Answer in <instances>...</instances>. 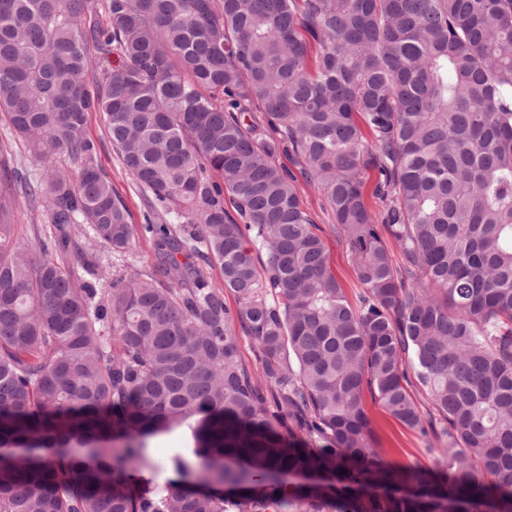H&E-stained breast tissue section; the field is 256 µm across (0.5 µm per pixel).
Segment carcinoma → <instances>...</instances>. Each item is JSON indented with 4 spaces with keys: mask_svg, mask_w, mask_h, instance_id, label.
<instances>
[{
    "mask_svg": "<svg viewBox=\"0 0 512 512\" xmlns=\"http://www.w3.org/2000/svg\"><path fill=\"white\" fill-rule=\"evenodd\" d=\"M90 2L0 0V114L80 164L0 163V512H512V0H107L104 26ZM301 180L349 243L352 299ZM19 193L53 225L38 260ZM75 234L148 236L155 261L110 280ZM366 390L439 444L437 471L372 448ZM165 434L187 445L144 485ZM84 135L97 147L95 164L112 182L115 193L121 197L128 210L130 224H143L145 211L144 196L137 188L129 171L117 158L112 144L105 132L104 121L100 112L87 114ZM13 224L14 241L20 246L30 245L36 235L48 236L52 227L44 209L35 207L23 195L17 197Z\"/></svg>",
    "mask_w": 512,
    "mask_h": 512,
    "instance_id": "obj_1",
    "label": "carcinoma"
}]
</instances>
